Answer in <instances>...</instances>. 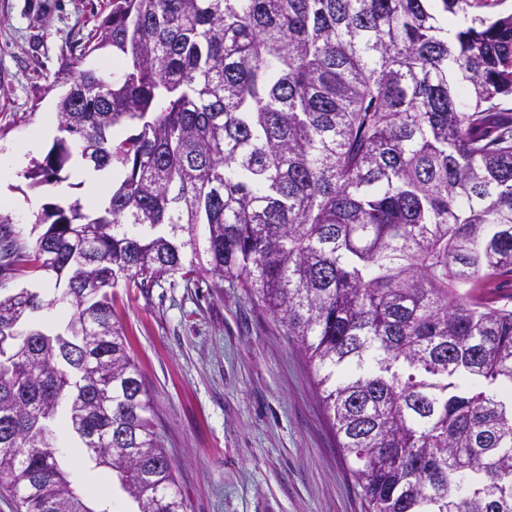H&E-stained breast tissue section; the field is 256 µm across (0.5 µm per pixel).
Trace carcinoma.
Listing matches in <instances>:
<instances>
[{"instance_id":"carcinoma-1","label":"carcinoma","mask_w":512,"mask_h":512,"mask_svg":"<svg viewBox=\"0 0 512 512\" xmlns=\"http://www.w3.org/2000/svg\"><path fill=\"white\" fill-rule=\"evenodd\" d=\"M500 0H111L25 178L73 156L122 178L108 203L51 202L33 244L0 214L4 269L68 292L61 336L0 349V485L22 512H95L53 425L137 512H184L154 402L110 289L207 260L281 323L370 512H512V13ZM110 49L106 76L82 67ZM127 121L141 130L124 139ZM205 235L198 238V226ZM109 291L83 301V274Z\"/></svg>"}]
</instances>
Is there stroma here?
<instances>
[{"mask_svg": "<svg viewBox=\"0 0 512 512\" xmlns=\"http://www.w3.org/2000/svg\"><path fill=\"white\" fill-rule=\"evenodd\" d=\"M110 0H0V192L27 241L48 202L86 201L84 181L30 187L24 173L51 148L46 120ZM115 314L155 405L185 512H367L319 402L316 374L277 320L201 270L142 291L118 286ZM98 512H132L118 482L75 449L63 459Z\"/></svg>", "mask_w": 512, "mask_h": 512, "instance_id": "stroma-1", "label": "stroma"}]
</instances>
